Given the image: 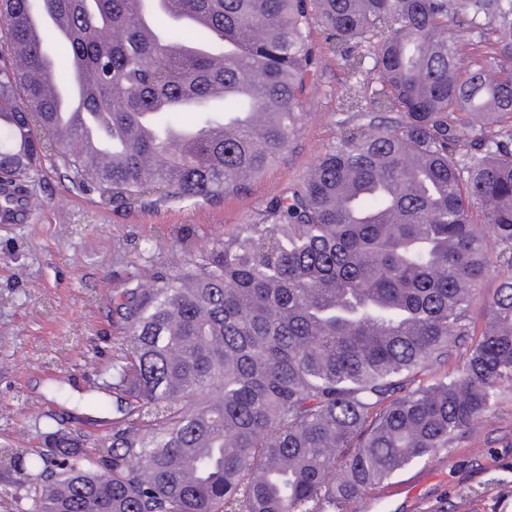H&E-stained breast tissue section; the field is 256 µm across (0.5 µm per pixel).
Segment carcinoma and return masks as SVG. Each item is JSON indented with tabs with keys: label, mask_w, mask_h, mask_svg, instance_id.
<instances>
[{
	"label": "carcinoma",
	"mask_w": 512,
	"mask_h": 512,
	"mask_svg": "<svg viewBox=\"0 0 512 512\" xmlns=\"http://www.w3.org/2000/svg\"><path fill=\"white\" fill-rule=\"evenodd\" d=\"M0 0V196L49 159L106 205L213 201L277 163L319 63L311 23L357 75L336 141L262 222L197 246L112 297V433L0 447L35 512H348L496 411L512 384V67L461 76L456 6L512 49V0ZM45 15L65 75L39 78ZM224 88V96L215 97ZM112 134L101 175L60 126L57 92ZM171 112L204 134L170 141ZM241 112L264 116L237 128ZM487 310L481 331L470 315ZM462 360L457 372L448 361Z\"/></svg>",
	"instance_id": "cac0c4a2"
}]
</instances>
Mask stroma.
I'll use <instances>...</instances> for the list:
<instances>
[{
	"mask_svg": "<svg viewBox=\"0 0 512 512\" xmlns=\"http://www.w3.org/2000/svg\"><path fill=\"white\" fill-rule=\"evenodd\" d=\"M320 64L302 126L278 163L242 197L113 209L44 162L28 219L0 221V446L30 443L35 425L107 433L112 426V297L178 255L183 229L199 247L260 220L336 139L349 76L320 29ZM349 512H512V386L496 412L433 459L397 472Z\"/></svg>",
	"mask_w": 512,
	"mask_h": 512,
	"instance_id": "1",
	"label": "stroma"
}]
</instances>
